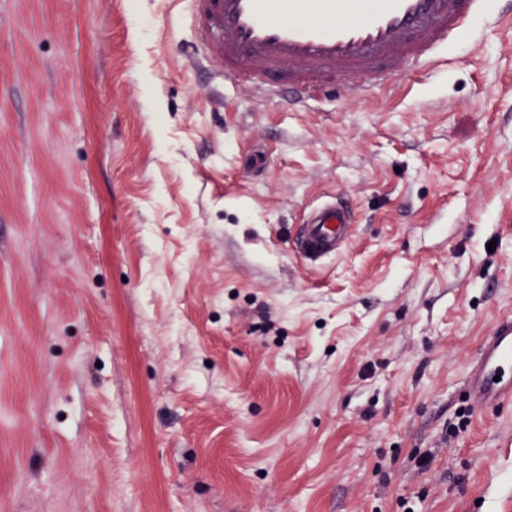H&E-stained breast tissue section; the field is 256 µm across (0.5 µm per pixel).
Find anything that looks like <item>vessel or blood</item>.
I'll use <instances>...</instances> for the list:
<instances>
[{
  "mask_svg": "<svg viewBox=\"0 0 512 512\" xmlns=\"http://www.w3.org/2000/svg\"><path fill=\"white\" fill-rule=\"evenodd\" d=\"M197 41L194 57L222 77L297 98L344 90L358 96L388 84L406 65L434 66L449 41L468 31L481 0H184ZM352 213L338 201L312 210L298 245L316 263L336 253ZM512 319H503L468 380L481 407L512 400Z\"/></svg>",
  "mask_w": 512,
  "mask_h": 512,
  "instance_id": "vessel-or-blood-1",
  "label": "vessel or blood"
}]
</instances>
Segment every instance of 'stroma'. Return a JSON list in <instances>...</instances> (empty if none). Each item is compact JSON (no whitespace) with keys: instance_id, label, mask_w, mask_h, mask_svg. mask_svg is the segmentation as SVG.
I'll use <instances>...</instances> for the list:
<instances>
[{"instance_id":"35a3bbf8","label":"stroma","mask_w":512,"mask_h":512,"mask_svg":"<svg viewBox=\"0 0 512 512\" xmlns=\"http://www.w3.org/2000/svg\"><path fill=\"white\" fill-rule=\"evenodd\" d=\"M510 14L301 106L182 0H0V512H512ZM350 224L351 210L341 202L319 205L312 210L304 225L298 241L300 253L311 263L336 253L348 234ZM512 364V319L506 317L496 328L492 342L472 368L468 380L477 403L488 407L512 400V376L506 367ZM500 375L499 381L494 377Z\"/></svg>"}]
</instances>
